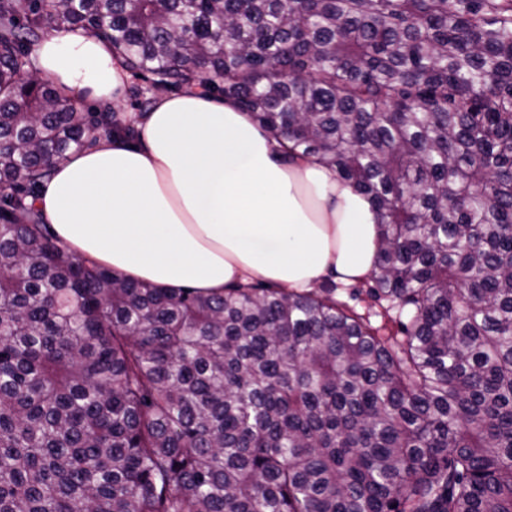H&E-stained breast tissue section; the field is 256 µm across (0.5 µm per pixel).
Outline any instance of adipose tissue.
Segmentation results:
<instances>
[{
	"label": "adipose tissue",
	"mask_w": 512,
	"mask_h": 512,
	"mask_svg": "<svg viewBox=\"0 0 512 512\" xmlns=\"http://www.w3.org/2000/svg\"><path fill=\"white\" fill-rule=\"evenodd\" d=\"M33 67L104 108L129 79L111 47L84 32L48 33ZM134 121L139 141L99 138L40 188L37 208L75 254L135 281L214 293L371 276L379 240L368 198L315 159L287 157L236 103L161 94Z\"/></svg>",
	"instance_id": "1"
}]
</instances>
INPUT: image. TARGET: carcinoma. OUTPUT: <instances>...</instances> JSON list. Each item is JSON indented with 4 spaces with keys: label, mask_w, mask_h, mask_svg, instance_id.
Returning <instances> with one entry per match:
<instances>
[{
    "label": "carcinoma",
    "mask_w": 512,
    "mask_h": 512,
    "mask_svg": "<svg viewBox=\"0 0 512 512\" xmlns=\"http://www.w3.org/2000/svg\"><path fill=\"white\" fill-rule=\"evenodd\" d=\"M52 25L368 197L399 334L59 245L41 183L136 128L18 83ZM0 512H512V0H0Z\"/></svg>",
    "instance_id": "cac0c4a2"
}]
</instances>
